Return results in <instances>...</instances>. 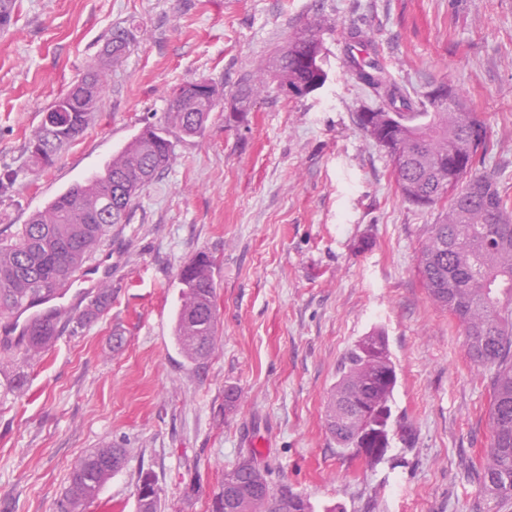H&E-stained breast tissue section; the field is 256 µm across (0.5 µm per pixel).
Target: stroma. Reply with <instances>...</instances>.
I'll use <instances>...</instances> for the list:
<instances>
[{"instance_id":"obj_1","label":"stroma","mask_w":512,"mask_h":512,"mask_svg":"<svg viewBox=\"0 0 512 512\" xmlns=\"http://www.w3.org/2000/svg\"><path fill=\"white\" fill-rule=\"evenodd\" d=\"M314 21L324 87L287 98L265 84L242 118L218 102L89 261L104 277L86 289H111L109 309L31 365L0 358V512H57L74 463L106 443L127 460L84 512H137L143 470L162 512H209L250 452L315 512H471L470 472L490 442L487 378L422 284L418 257L441 210L403 199L359 127L373 97L348 73L345 36H374L409 91L461 89L493 143L485 168L512 193V0H21L0 31V239L160 123L171 89L208 80L229 94ZM118 28L133 40L103 63ZM97 66L106 90L86 129L50 168L30 166L45 112ZM202 254L215 260L217 323L197 366L173 329L179 273ZM376 329L398 382L372 465L339 453L325 415L344 353Z\"/></svg>"}]
</instances>
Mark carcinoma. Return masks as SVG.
<instances>
[{
    "label": "carcinoma",
    "mask_w": 512,
    "mask_h": 512,
    "mask_svg": "<svg viewBox=\"0 0 512 512\" xmlns=\"http://www.w3.org/2000/svg\"><path fill=\"white\" fill-rule=\"evenodd\" d=\"M18 0H0V29L10 27ZM129 35L114 32L105 55L119 59ZM321 44L316 33H294L267 63L265 72L281 87H299L295 97L321 89L328 80L323 56L302 65L307 44ZM350 74L375 98L370 125H361L371 138L388 137L394 149L407 152L412 166L395 174L402 196L416 203L404 187L433 196L431 205L448 203L442 219L432 225L421 250L418 271L433 301L448 311L465 336L471 361L489 373L490 445L485 459L473 467L480 488L473 512H500L512 504V216L509 196L483 170L490 140L471 148L468 134L472 113L435 105L429 92L414 94L399 86L389 71L374 59L351 61ZM105 80L88 73L46 112L32 140L44 145L29 151L33 165H53L57 151L78 137L95 112ZM255 85L245 77L230 95L240 111L248 109ZM207 112H191L168 103L163 121L145 129L112 159L106 169L61 193L17 230L10 240H0V313L12 314L24 304L64 290L84 272L86 262L115 224L129 221L139 192L175 155V141L202 133ZM213 259L202 254L179 274L183 304L177 313L175 340L185 357L198 364L214 345L216 285ZM112 304V289L100 288L70 319L82 328L97 321ZM62 332L58 320L37 319L14 344L0 343V352L13 361L29 363ZM397 384L396 367L388 339L381 331L361 337L345 356L340 377L326 412L327 430L336 448L345 453L356 442L376 407L391 411L389 402ZM127 449L105 445L81 457L69 473L59 512H84L101 487L123 467ZM232 494L224 487L213 493L221 508L211 512H314L302 493L284 483L282 495L270 493L268 470L253 454L240 458L224 473ZM137 488L138 512H160L159 489L154 474L141 472Z\"/></svg>",
    "instance_id": "obj_1"
}]
</instances>
